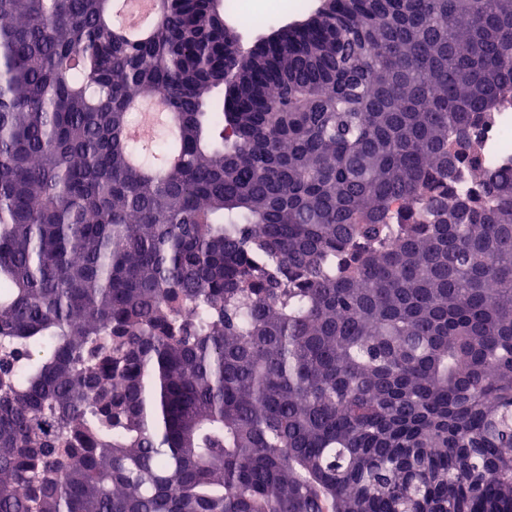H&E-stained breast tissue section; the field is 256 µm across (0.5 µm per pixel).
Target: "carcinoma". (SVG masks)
Here are the masks:
<instances>
[{
    "instance_id": "cac0c4a2",
    "label": "carcinoma",
    "mask_w": 512,
    "mask_h": 512,
    "mask_svg": "<svg viewBox=\"0 0 512 512\" xmlns=\"http://www.w3.org/2000/svg\"><path fill=\"white\" fill-rule=\"evenodd\" d=\"M114 3L0 0V512H512V0L239 68L222 0ZM155 0H128L121 2L123 12L129 17V29L138 35L148 28L149 20L155 10ZM481 137L486 144L491 145L488 152L489 163L497 164L503 158L512 156V117L484 127Z\"/></svg>"
}]
</instances>
